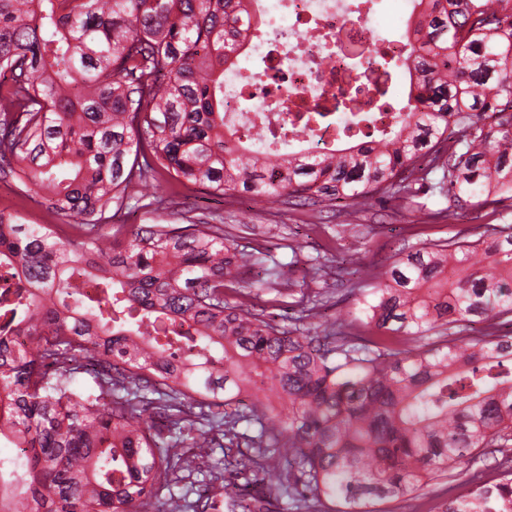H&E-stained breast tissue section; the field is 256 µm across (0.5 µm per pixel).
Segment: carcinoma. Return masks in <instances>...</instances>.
Here are the masks:
<instances>
[{
    "mask_svg": "<svg viewBox=\"0 0 512 512\" xmlns=\"http://www.w3.org/2000/svg\"><path fill=\"white\" fill-rule=\"evenodd\" d=\"M250 2L0 0V180L79 220L64 243L0 212L23 283L0 299V436L27 449L0 512H381L438 478L468 493L437 512H512V336H464L512 317V224L456 229L512 201V0H413L405 54L374 60L409 75L391 129L274 156L224 120ZM191 185L316 208L427 191L448 236L379 274L353 339L303 324L312 298L270 269L243 291L266 258L221 224L112 223ZM297 307L290 329L267 314ZM486 448L493 482L469 469Z\"/></svg>",
    "mask_w": 512,
    "mask_h": 512,
    "instance_id": "carcinoma-1",
    "label": "carcinoma"
}]
</instances>
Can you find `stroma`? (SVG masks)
<instances>
[{
    "label": "stroma",
    "mask_w": 512,
    "mask_h": 512,
    "mask_svg": "<svg viewBox=\"0 0 512 512\" xmlns=\"http://www.w3.org/2000/svg\"><path fill=\"white\" fill-rule=\"evenodd\" d=\"M425 210L411 211L395 202L372 204L357 211L346 203L324 206L322 230L312 231L304 207L261 201L246 195L216 198L206 189L194 186L186 204H163L153 212L123 209L116 221L120 224H179L188 218H219L228 238L259 249L268 256L281 274L283 285L299 287L312 258L331 251L339 266L359 263V277L374 284L381 268L397 259L399 253L422 247L429 240L446 236L445 222L432 218L434 210L446 207L439 196H425ZM20 217L25 224H51L61 229L63 240L76 239L73 219L67 214L41 207L34 193L0 182V210ZM352 225L353 230L337 235L338 225Z\"/></svg>",
    "instance_id": "35a3bbf8"
}]
</instances>
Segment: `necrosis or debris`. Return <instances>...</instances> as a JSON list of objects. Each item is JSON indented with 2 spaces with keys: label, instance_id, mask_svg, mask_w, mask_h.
Returning <instances> with one entry per match:
<instances>
[{
  "label": "necrosis or debris",
  "instance_id": "necrosis-or-debris-1",
  "mask_svg": "<svg viewBox=\"0 0 512 512\" xmlns=\"http://www.w3.org/2000/svg\"><path fill=\"white\" fill-rule=\"evenodd\" d=\"M254 14L258 23L245 51L261 64L263 76H286L288 95L270 113L268 128L277 134L289 126V143L304 141L315 150L335 145L340 129L364 109L369 90L406 79L374 67L362 77L351 72L348 59L398 56L406 47L381 37L373 13L354 12L350 0H256ZM316 109L330 113V120L303 131L300 115Z\"/></svg>",
  "mask_w": 512,
  "mask_h": 512
}]
</instances>
